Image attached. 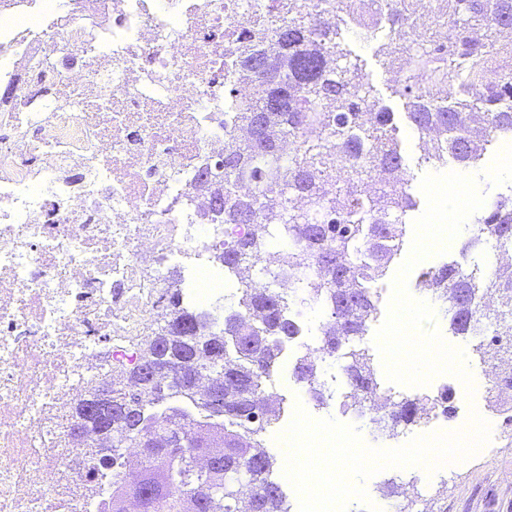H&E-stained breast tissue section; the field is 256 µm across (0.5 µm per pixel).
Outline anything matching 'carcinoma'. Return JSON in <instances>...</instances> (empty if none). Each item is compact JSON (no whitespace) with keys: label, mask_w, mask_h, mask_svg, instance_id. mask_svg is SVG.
<instances>
[{"label":"carcinoma","mask_w":512,"mask_h":512,"mask_svg":"<svg viewBox=\"0 0 512 512\" xmlns=\"http://www.w3.org/2000/svg\"><path fill=\"white\" fill-rule=\"evenodd\" d=\"M423 7L435 23L413 50L405 45L406 26ZM338 12L366 36L389 26L378 51L397 68L426 162L449 159L470 169L485 142H512V0H381L374 14L366 0H295L288 19L247 42L231 66L256 83L259 101L239 113L246 136L225 138L224 158L210 176L224 180V207L214 220L255 225L251 235L224 242L221 260L256 271L263 282L240 278L237 308L224 311L221 325L207 326L208 314L174 301L165 326L146 341L139 358L158 351L164 336L172 378L191 382L187 394L170 396L186 405L181 413L156 411L145 385L125 386L139 363L112 373V408L99 409L97 419L121 422L131 440L150 429L184 439L181 448L139 451L110 470L96 468L112 479L115 499L133 495L141 512H290L274 480L277 459L262 443L277 420L265 383L297 333L288 316L292 296L278 290L285 282L330 312L319 355L297 360L296 379L322 403L320 363L338 353L352 406L376 419L374 369L351 342L376 311L371 283L403 247L412 198L393 113L370 98L358 68L343 63L341 27L321 23ZM280 136L296 142L292 154H281ZM487 250L496 260L481 270L446 264L419 283L448 313L454 335L483 337L478 350L500 349L502 336H512V194H500L467 227L461 251ZM491 290L498 293L494 307L483 302ZM216 361L222 375L199 391L198 376ZM213 392L224 397V409L212 406ZM436 406L428 398L393 401L389 432L423 423Z\"/></svg>","instance_id":"carcinoma-1"}]
</instances>
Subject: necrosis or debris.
I'll return each instance as SVG.
<instances>
[{"mask_svg":"<svg viewBox=\"0 0 512 512\" xmlns=\"http://www.w3.org/2000/svg\"><path fill=\"white\" fill-rule=\"evenodd\" d=\"M288 0H0V512H93L94 432L73 410L105 356L136 357L158 268L189 307L223 296L199 171L239 131L224 63Z\"/></svg>","mask_w":512,"mask_h":512,"instance_id":"1","label":"necrosis or debris"}]
</instances>
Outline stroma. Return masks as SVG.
Wrapping results in <instances>:
<instances>
[{"label":"stroma","instance_id":"1","mask_svg":"<svg viewBox=\"0 0 512 512\" xmlns=\"http://www.w3.org/2000/svg\"><path fill=\"white\" fill-rule=\"evenodd\" d=\"M378 43L366 40L356 34L346 36V47L350 52L349 60L357 64L364 82L370 84L380 106L394 115L400 151L404 158L405 174L409 180L410 193L415 202L408 211L407 222H414L426 208V199L420 189L424 175L454 170V163L430 164L424 162L421 142L416 131L410 126L405 112L406 100L395 91L396 75L384 56L376 52ZM478 177V189L486 203H493L498 194L506 192L512 185V160L503 157L499 144H490L475 170ZM410 253L402 248L394 258L386 274L378 279L373 288L378 296L377 311L369 321L362 345L368 352L377 380L381 385L391 386L397 397H435L450 382L449 375L442 374L432 378L427 384L404 386L390 383L384 368L383 358L376 346L378 328L384 322L392 297L393 278ZM274 392L280 415H288L296 406L307 408L313 418L332 419L343 424L353 425L361 436L367 437L371 446L395 448L405 444L411 435L410 429H402L397 435L373 431L369 419L363 418L351 409L325 408L310 399L305 386L293 375V365L287 359H279L272 371ZM479 404L488 417L496 420L503 431L500 439L492 441L483 453L465 460L452 479L442 480L439 475L422 476L419 488L425 500V512H432L434 500L439 491L448 495V512H512V397L504 395L494 397L488 389H481L474 395L459 391L451 397L450 413H438L441 425L448 429L460 426L472 404ZM403 471L399 468L382 470L365 479L366 500H350L345 512H370L378 508L379 512H389L390 508H399L400 512H410L412 504L409 498L387 499L381 496L379 489L390 481L402 482Z\"/></svg>","mask_w":512,"mask_h":512}]
</instances>
